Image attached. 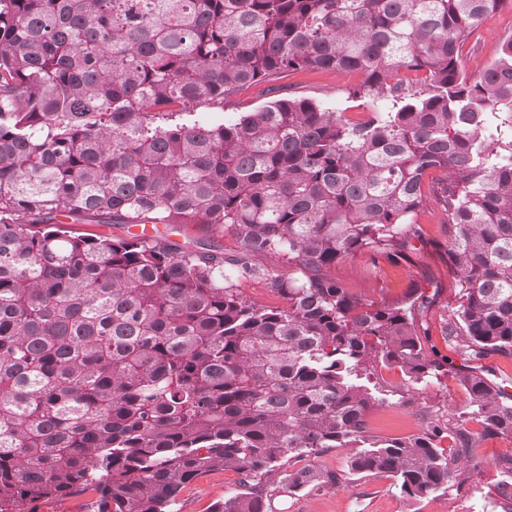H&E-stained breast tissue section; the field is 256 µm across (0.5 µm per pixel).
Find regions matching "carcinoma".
<instances>
[{
	"mask_svg": "<svg viewBox=\"0 0 512 512\" xmlns=\"http://www.w3.org/2000/svg\"><path fill=\"white\" fill-rule=\"evenodd\" d=\"M512 0H0V512L91 494L96 512H178L218 469L212 512H268L348 470L416 503L455 479L442 439L512 434V394L478 367L464 410L371 433L393 390L439 379L430 300L365 302L330 275L423 241L428 170L446 171L444 255L463 302L442 336L469 361L512 353V37L479 76L462 44ZM290 71L357 72L362 121L279 98L223 123L243 89ZM71 224H211L235 256ZM276 252L285 279L259 260ZM286 301L248 299L236 281ZM475 422L480 431L467 425ZM348 453L349 448H330L320 454L311 455L304 463L322 471H339L344 468ZM239 475L231 470H216L188 484L180 494L178 512H209L217 501L234 494Z\"/></svg>",
	"mask_w": 512,
	"mask_h": 512,
	"instance_id": "carcinoma-1",
	"label": "carcinoma"
}]
</instances>
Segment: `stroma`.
<instances>
[{
  "label": "stroma",
  "instance_id": "obj_1",
  "mask_svg": "<svg viewBox=\"0 0 512 512\" xmlns=\"http://www.w3.org/2000/svg\"><path fill=\"white\" fill-rule=\"evenodd\" d=\"M512 36V9L491 14L477 33L465 43L462 56L468 75L481 74L494 60L500 42ZM360 81L358 75L336 72H297L280 79V92L269 84L252 86L225 106L223 117L248 112L274 100L275 96L305 97L343 113L346 119L359 121L378 109L376 101L355 98L351 89ZM423 231L411 261L397 265L373 260L360 253L338 264L332 274L346 288L367 301L396 300L410 289L418 288L432 296L426 313L431 342L439 355L449 361L448 373L440 380L421 387L408 400L390 397L387 404L370 413V428L380 437L396 438L417 434L423 426L426 408L453 413L466 404L467 394L458 380L465 362L452 344L444 339L441 327L445 319L461 304L455 273L449 269L440 242L448 237V219L438 204L432 203L415 217ZM160 233L170 241L196 249L205 245L231 255L241 246L230 231L207 224H180L161 227ZM468 463L459 465V478L449 483L447 491L435 493L416 505L405 502L387 477L353 479L335 487L316 489L299 497L280 496L272 512H492L487 499L502 478L501 461L512 457V434L485 438L468 452ZM239 476L231 470H216L188 484L180 494V512H210L213 504L234 494Z\"/></svg>",
  "mask_w": 512,
  "mask_h": 512
}]
</instances>
